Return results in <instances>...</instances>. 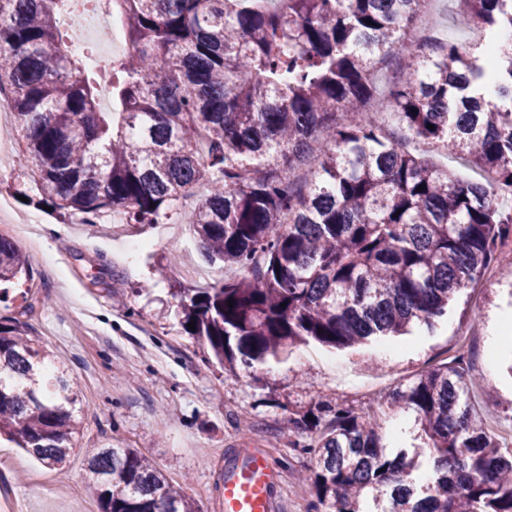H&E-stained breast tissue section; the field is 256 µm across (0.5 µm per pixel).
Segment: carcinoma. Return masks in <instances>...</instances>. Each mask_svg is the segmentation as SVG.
I'll return each instance as SVG.
<instances>
[{
    "label": "carcinoma",
    "mask_w": 512,
    "mask_h": 512,
    "mask_svg": "<svg viewBox=\"0 0 512 512\" xmlns=\"http://www.w3.org/2000/svg\"><path fill=\"white\" fill-rule=\"evenodd\" d=\"M66 2L0 0V91L38 198L16 194L64 216H182L228 276L172 295L183 330L225 370L310 339L347 348L431 329L512 263V211L420 150L461 156L512 191V48L498 45L512 0H457L484 28L468 47L419 39L420 0H106L130 51L93 72L68 50ZM28 278V257L0 235V285ZM470 388L454 357L384 398L414 414L426 462L418 447L387 450L377 421L340 402L288 419L318 433L314 508L512 512V448L481 426ZM76 402L28 324L0 317V436L60 469ZM87 468L100 512H200L136 448H98Z\"/></svg>",
    "instance_id": "1"
}]
</instances>
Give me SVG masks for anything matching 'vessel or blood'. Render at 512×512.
I'll list each match as a JSON object with an SVG mask.
<instances>
[{"label":"vessel or blood","mask_w":512,"mask_h":512,"mask_svg":"<svg viewBox=\"0 0 512 512\" xmlns=\"http://www.w3.org/2000/svg\"><path fill=\"white\" fill-rule=\"evenodd\" d=\"M278 471L259 449L230 457L224 468V512H279L272 494Z\"/></svg>","instance_id":"1"}]
</instances>
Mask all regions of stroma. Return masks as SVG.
Listing matches in <instances>:
<instances>
[{
  "label": "stroma",
  "mask_w": 512,
  "mask_h": 512,
  "mask_svg": "<svg viewBox=\"0 0 512 512\" xmlns=\"http://www.w3.org/2000/svg\"><path fill=\"white\" fill-rule=\"evenodd\" d=\"M20 171L0 175V235L29 224L43 259H31L27 296L0 298V316L28 322L81 400L82 428L59 470L0 440V491L23 512H98L86 458L102 446L137 448L183 485L202 512H222L224 456L261 448L281 473V512H313L304 479L314 431L289 430V418L320 400L359 413L378 393L405 385L467 344L477 382L472 402L503 446L512 445V367L500 351L512 319V269L494 268L462 293L433 330L374 339L348 349L299 345L252 369L224 368L182 329L169 294L173 282L204 287L224 278L199 254L188 224H127L121 215L85 224L18 199ZM103 282L92 285L93 275Z\"/></svg>",
  "instance_id": "1"
}]
</instances>
